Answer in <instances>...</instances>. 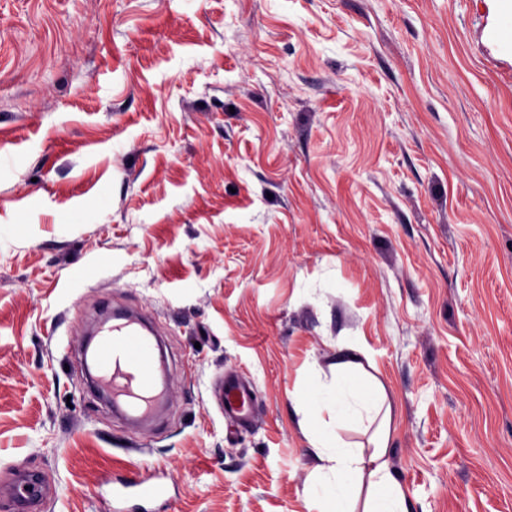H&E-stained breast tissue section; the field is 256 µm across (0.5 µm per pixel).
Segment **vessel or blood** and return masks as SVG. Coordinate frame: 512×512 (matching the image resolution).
<instances>
[{"label": "vessel or blood", "instance_id": "b4317fda", "mask_svg": "<svg viewBox=\"0 0 512 512\" xmlns=\"http://www.w3.org/2000/svg\"><path fill=\"white\" fill-rule=\"evenodd\" d=\"M98 333L91 361L99 388L110 395L114 408L137 419L151 418L167 400V391L156 370L152 337L145 333L137 316L121 312L113 313L111 324L99 327ZM252 397L250 386L235 376L225 375L221 400L226 414L248 418ZM110 492L113 502L122 508L134 501L164 499L167 486L162 482L116 479Z\"/></svg>", "mask_w": 512, "mask_h": 512}]
</instances>
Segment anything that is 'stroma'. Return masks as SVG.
Returning <instances> with one entry per match:
<instances>
[{"label":"stroma","mask_w":512,"mask_h":512,"mask_svg":"<svg viewBox=\"0 0 512 512\" xmlns=\"http://www.w3.org/2000/svg\"><path fill=\"white\" fill-rule=\"evenodd\" d=\"M107 300L160 423L86 386ZM348 342L409 512H512V0H0V512L18 466L42 512H308L292 396ZM253 389L233 375L224 376L221 392L224 413L246 419L252 411ZM113 502L118 506L117 512H122L131 502H154L164 499L167 495V483L114 479L110 487Z\"/></svg>","instance_id":"stroma-1"}]
</instances>
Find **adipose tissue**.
Instances as JSON below:
<instances>
[{
    "label": "adipose tissue",
    "instance_id": "adipose-tissue-1",
    "mask_svg": "<svg viewBox=\"0 0 512 512\" xmlns=\"http://www.w3.org/2000/svg\"><path fill=\"white\" fill-rule=\"evenodd\" d=\"M369 364L359 345H339L328 372L310 379L294 401L315 455L305 486L310 512H408L388 455L392 402ZM346 429L366 433L367 443L344 441Z\"/></svg>",
    "mask_w": 512,
    "mask_h": 512
}]
</instances>
